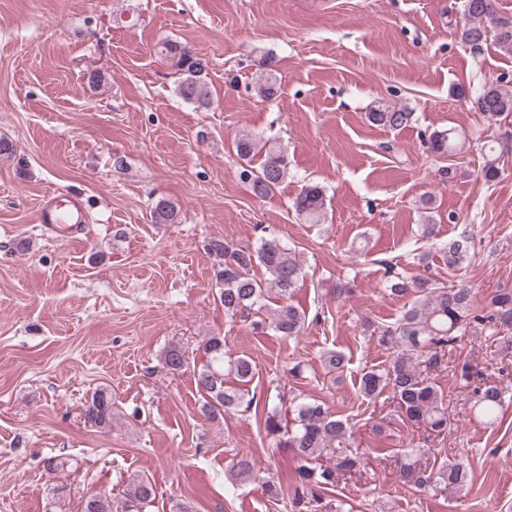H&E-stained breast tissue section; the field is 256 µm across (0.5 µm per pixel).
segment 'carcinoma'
I'll return each instance as SVG.
<instances>
[{"label": "carcinoma", "instance_id": "cac0c4a2", "mask_svg": "<svg viewBox=\"0 0 512 512\" xmlns=\"http://www.w3.org/2000/svg\"><path fill=\"white\" fill-rule=\"evenodd\" d=\"M463 12L467 19L461 33L464 43L476 47L491 39L502 52L512 54V15L499 11L498 0H463ZM161 53L179 72L177 93L180 97L199 107H209L211 100L205 82L209 61L175 42L163 43ZM278 88L276 73L269 70L260 79L258 94L271 99ZM452 94L492 121L512 116V91L498 83L485 84L471 96L457 86ZM367 118L376 126L401 129L413 122L414 113L381 105L368 112ZM458 140L459 134L452 127L434 130L425 137L430 152L439 157L453 153ZM234 149L239 178L250 185L256 197L272 196L288 178L285 158L254 133L237 134ZM325 205V192L318 184L302 187L293 201L296 214L310 224L321 221ZM151 218L156 224H173L177 218L175 206L159 199L151 209ZM205 250L217 259L216 296L224 305L225 313L258 332L271 330L284 337L300 335L305 314L289 303L303 276L302 264L294 250L276 237L263 238L253 248L213 237L205 244ZM470 251L471 237L467 234L449 241L448 269H461ZM256 267L265 270V278L253 274ZM390 293L410 295L412 301L394 323L372 327L380 344L392 351V356L384 367L367 369L361 374L359 390L372 400L390 389L407 423L440 435L448 430V405L429 374L440 367L460 329L474 323L479 326L491 323L512 330V290L498 291L487 314L477 313L474 293L462 283L449 287L431 277L392 271ZM204 350L209 360L194 372L204 416L217 421L233 410H250L253 399L249 386L256 374L252 359L226 351L222 336L207 337ZM163 362L172 374L188 366L185 352L177 345L165 350ZM504 395L500 384L485 379L473 389L472 409L487 424L493 425L499 417ZM288 410L294 415L291 421L282 418L279 406L272 407L265 415L264 429L267 435L278 437V446L291 449L299 462L295 498L308 497L318 502L336 487L338 473H350L360 467L361 455L348 449L351 436L348 419L329 411L323 401L294 397ZM85 418L93 426L109 428L112 396L104 390L94 392L86 405ZM425 453L424 448L404 450L407 462L402 464L403 470L413 478L417 488L446 491L466 482L468 473L460 461L450 460L437 469H416L412 460ZM155 496L152 481L138 476L120 498L105 493L87 498L83 512H145Z\"/></svg>", "mask_w": 512, "mask_h": 512}]
</instances>
